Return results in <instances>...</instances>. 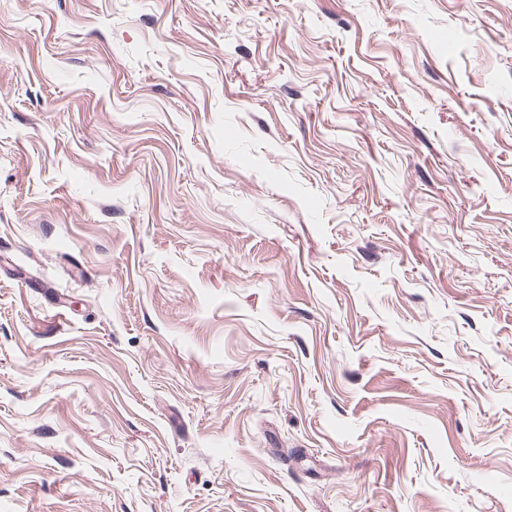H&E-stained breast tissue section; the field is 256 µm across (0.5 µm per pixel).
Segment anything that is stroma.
Masks as SVG:
<instances>
[{
    "instance_id": "35a3bbf8",
    "label": "stroma",
    "mask_w": 512,
    "mask_h": 512,
    "mask_svg": "<svg viewBox=\"0 0 512 512\" xmlns=\"http://www.w3.org/2000/svg\"><path fill=\"white\" fill-rule=\"evenodd\" d=\"M0 512H512V0H0Z\"/></svg>"
}]
</instances>
